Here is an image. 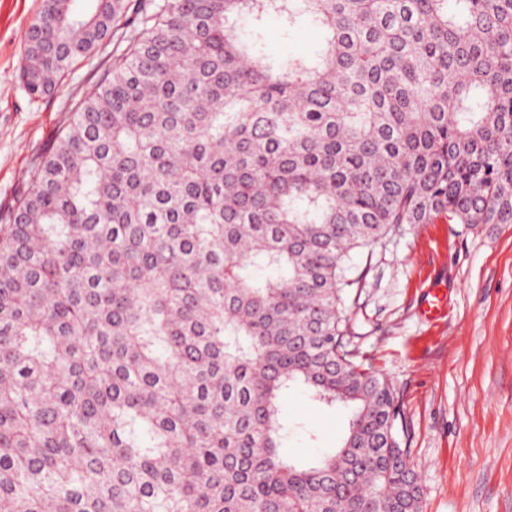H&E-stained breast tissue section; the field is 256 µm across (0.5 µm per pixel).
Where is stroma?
<instances>
[{
  "label": "stroma",
  "mask_w": 512,
  "mask_h": 512,
  "mask_svg": "<svg viewBox=\"0 0 512 512\" xmlns=\"http://www.w3.org/2000/svg\"><path fill=\"white\" fill-rule=\"evenodd\" d=\"M41 0H0V218L28 188L29 175L126 46L114 26L76 61L51 95L29 96L20 81L26 30ZM273 56H312L314 25L262 24ZM347 275L360 280L351 346L396 389L410 434V462L422 512H512V224L468 227L439 218L406 224L383 244L356 250ZM448 291V315L427 323L418 308L430 284ZM283 412L286 448L307 459L338 444L347 419L312 406L303 392Z\"/></svg>",
  "instance_id": "stroma-1"
}]
</instances>
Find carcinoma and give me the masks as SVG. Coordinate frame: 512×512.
Returning <instances> with one entry per match:
<instances>
[{
	"mask_svg": "<svg viewBox=\"0 0 512 512\" xmlns=\"http://www.w3.org/2000/svg\"><path fill=\"white\" fill-rule=\"evenodd\" d=\"M129 9L42 0L25 34L39 98L131 24L0 224V512H421L345 271L404 224H512V0ZM269 14L320 50L266 55ZM297 389L348 414L310 462Z\"/></svg>",
	"mask_w": 512,
	"mask_h": 512,
	"instance_id": "carcinoma-1",
	"label": "carcinoma"
}]
</instances>
